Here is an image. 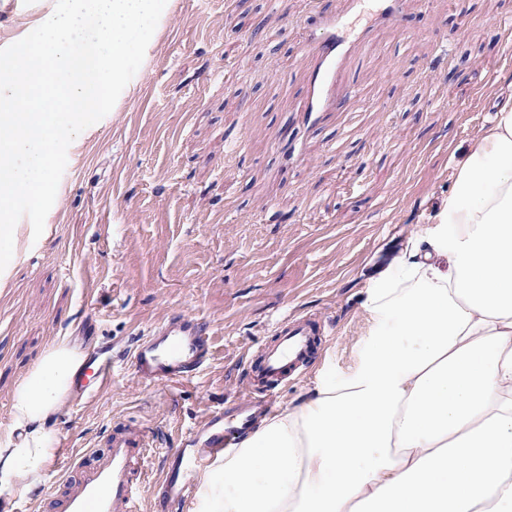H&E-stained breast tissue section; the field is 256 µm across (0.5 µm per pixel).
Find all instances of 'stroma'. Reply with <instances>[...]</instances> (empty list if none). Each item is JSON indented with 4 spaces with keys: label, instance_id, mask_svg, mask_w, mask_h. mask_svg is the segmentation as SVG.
Returning <instances> with one entry per match:
<instances>
[{
    "label": "stroma",
    "instance_id": "stroma-1",
    "mask_svg": "<svg viewBox=\"0 0 512 512\" xmlns=\"http://www.w3.org/2000/svg\"><path fill=\"white\" fill-rule=\"evenodd\" d=\"M343 0H172L120 103L89 126L40 238L0 287V430L46 345L108 349L111 386L60 416L74 451L115 421L153 447V512L168 449L215 409L252 399L245 369L286 316L329 321L280 404L348 371L367 339L360 292L433 222L512 76V0H406L349 57L336 109L304 111L307 41ZM241 142L236 154L229 143ZM175 312L208 322L214 357L171 388L136 379L137 336Z\"/></svg>",
    "mask_w": 512,
    "mask_h": 512
}]
</instances>
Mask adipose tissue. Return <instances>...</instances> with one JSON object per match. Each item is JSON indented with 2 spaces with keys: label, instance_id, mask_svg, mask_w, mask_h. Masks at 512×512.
Instances as JSON below:
<instances>
[{
  "label": "adipose tissue",
  "instance_id": "1",
  "mask_svg": "<svg viewBox=\"0 0 512 512\" xmlns=\"http://www.w3.org/2000/svg\"><path fill=\"white\" fill-rule=\"evenodd\" d=\"M432 226L362 291L357 362L193 474L187 512H512V78ZM83 352L52 341L0 434V498L40 495Z\"/></svg>",
  "mask_w": 512,
  "mask_h": 512
}]
</instances>
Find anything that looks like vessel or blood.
<instances>
[{"instance_id": "obj_1", "label": "vessel or blood", "mask_w": 512, "mask_h": 512, "mask_svg": "<svg viewBox=\"0 0 512 512\" xmlns=\"http://www.w3.org/2000/svg\"><path fill=\"white\" fill-rule=\"evenodd\" d=\"M364 0H347L344 12L328 18L322 36L308 42L315 66L306 109L321 112L336 100L337 75L356 46L366 43L375 25L398 20L404 0H380L371 24L351 30L349 15L361 11ZM325 323L303 315L286 317L272 332L260 357L248 364L246 376L255 392L273 390L286 377L297 373L316 347ZM213 332L209 324L193 315L177 312L140 336L132 352V366L145 385H179L193 380L213 356ZM83 374L92 388L103 389L112 381V360L104 354L89 358ZM104 449L81 452L60 449L50 472L61 490L59 500L44 512H139V486L146 477L145 461L151 448L148 432L137 425L114 424L104 440ZM232 443L224 428V413L211 412L189 439L187 448L169 452L161 483L162 512L176 502L190 503L196 488L184 477L185 460L196 471L206 470Z\"/></svg>"}]
</instances>
